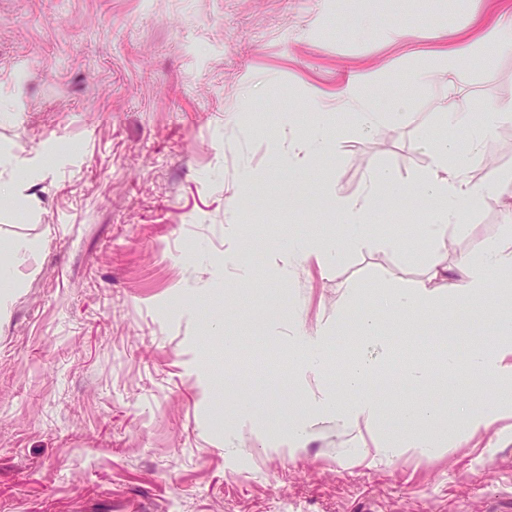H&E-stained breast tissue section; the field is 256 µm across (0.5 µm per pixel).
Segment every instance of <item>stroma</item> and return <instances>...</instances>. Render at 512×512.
I'll return each instance as SVG.
<instances>
[{
	"mask_svg": "<svg viewBox=\"0 0 512 512\" xmlns=\"http://www.w3.org/2000/svg\"><path fill=\"white\" fill-rule=\"evenodd\" d=\"M495 19L493 0H0V183L17 200L0 207V261L14 238L36 244L0 317V512H512V415L434 457L378 448L380 432H404V409L512 395L464 365V386L438 387L445 343L385 307L382 283L419 279L426 252L310 257L286 279L270 262L289 235L344 234L322 182L355 195L375 168L412 178L430 131L466 144L465 127L437 122L441 95L476 112L512 101V48L472 52L452 78L437 62ZM354 74L415 120L341 137L246 194L242 169L264 170L275 144L335 131L339 116L313 111L305 89L332 101ZM232 217L251 276L229 292ZM422 217L410 195L370 222L405 238ZM506 222L494 203L469 214L447 234L449 265ZM349 278L388 342L351 393L379 399V418L351 427L313 404L368 353L344 307ZM511 278L491 276L469 322L446 306L433 328L494 343ZM335 324L324 368L308 369L290 336ZM400 355L433 385L392 384ZM294 414L309 439L276 444L274 421Z\"/></svg>",
	"mask_w": 512,
	"mask_h": 512,
	"instance_id": "1",
	"label": "stroma"
}]
</instances>
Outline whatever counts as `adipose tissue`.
<instances>
[{"mask_svg":"<svg viewBox=\"0 0 512 512\" xmlns=\"http://www.w3.org/2000/svg\"><path fill=\"white\" fill-rule=\"evenodd\" d=\"M501 47L512 44V13L500 15L496 22L483 32L479 42L467 38L441 52L440 57L449 71H456L461 61L477 43ZM342 109L349 120L341 131L349 136L370 134L387 122L398 120L395 112L383 111L362 91L358 78H350L342 92ZM512 121V102L489 103L482 107V120L474 126L469 137L468 149H461L448 138H436L429 144L431 162L412 180L401 179L392 170H374L364 190L354 196L339 193L330 184H322L320 191L331 202L334 214L346 224V240L323 235H294L278 252L281 274H291L301 259L315 257L323 266L337 263L344 250L394 249L398 242L393 238L377 237L369 217L379 196L397 200L407 191H415L419 198L430 203L428 223L418 225L417 235L427 244L429 261L422 279L405 287L390 285L384 293L388 304L400 314L425 321L439 304L447 303L455 287L448 274V255L445 236L448 228L463 229L465 214L480 210L494 202L503 207L512 206V172L501 171L484 178H475L472 169L482 148L503 123ZM331 144L328 132L316 128L306 136L289 139L287 147H274L268 176L282 171L295 172L306 168L315 159L324 157ZM512 269V226H507L503 240L488 244L482 254L460 269L464 277L463 303L473 304L486 294L491 274ZM502 345L499 353H491L485 345L471 349L467 361L472 370L488 372L503 381L512 380V317L506 316L498 323ZM512 413V401L502 400L496 408L477 410L466 403H456L448 410L421 405L408 413L409 430L403 435H386L390 448H413L428 456L454 446L460 439L458 433L448 432L445 422L448 415L466 420L469 432L488 428L502 414Z\"/></svg>","mask_w":512,"mask_h":512,"instance_id":"ef3b65f1","label":"adipose tissue"}]
</instances>
